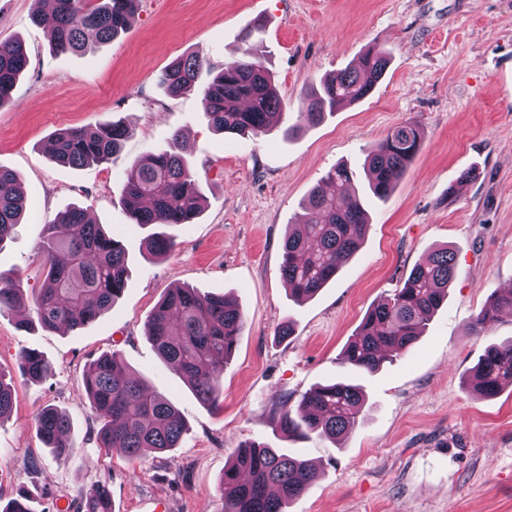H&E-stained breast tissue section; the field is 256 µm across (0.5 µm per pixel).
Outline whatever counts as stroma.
<instances>
[{
  "mask_svg": "<svg viewBox=\"0 0 512 512\" xmlns=\"http://www.w3.org/2000/svg\"><path fill=\"white\" fill-rule=\"evenodd\" d=\"M38 13V0H0V42L22 41L28 57L12 103L0 107V168L17 176L28 201L0 250V270L15 272L25 303L0 316V370L14 379L13 410L0 422V506L27 491L39 512H82L102 484L112 512H224V466L258 441L316 469L287 512H512V387L482 397L466 386L485 349L512 340V314L488 332L470 330L490 296L512 287V0H140L129 29L83 53L54 52L46 23L33 21ZM248 30L285 107L267 134L227 137L209 124L201 93L171 96L158 75L193 51L224 65ZM371 47L390 59L372 93L284 138L304 88ZM112 121L132 135L107 163L76 169L53 160L58 130ZM402 123L418 125L423 142L381 200L364 160ZM177 133L205 203L192 223L172 227L167 257L147 260L122 183L134 160L168 150ZM339 164L353 170L368 212L365 240L335 280L297 301L280 272L283 239ZM72 206L121 237L130 277L94 322L47 330L33 312L46 277L40 243L46 224ZM441 247L453 251L456 274L415 347L374 373L340 364L367 313ZM186 287L228 295L244 315L215 409L146 334L167 290ZM284 326L292 334L283 340ZM28 349L52 362L50 378L19 376ZM115 350L179 409L188 431L178 448L134 460L100 448L82 374ZM346 379L366 401L341 439L279 432L284 395ZM50 407L71 423L74 450L63 460L37 434Z\"/></svg>",
  "mask_w": 512,
  "mask_h": 512,
  "instance_id": "obj_1",
  "label": "stroma"
}]
</instances>
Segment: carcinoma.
Listing matches in <instances>:
<instances>
[{
	"label": "carcinoma",
	"instance_id": "carcinoma-1",
	"mask_svg": "<svg viewBox=\"0 0 512 512\" xmlns=\"http://www.w3.org/2000/svg\"><path fill=\"white\" fill-rule=\"evenodd\" d=\"M54 0L55 19L48 29L52 47L59 52L78 51L94 37L109 41L125 31L136 13L138 0ZM242 37L239 56L214 72L200 54L172 61L159 76L165 90L178 96L202 94L212 127L226 136H261L281 115L273 75ZM27 64L19 41L0 45V107L12 103L17 78ZM388 59L377 49L367 50L354 65L320 79L301 98L299 117L309 124L322 121L343 103L368 96L384 76ZM130 129L119 123L96 128L62 129L54 135L52 157L72 167L109 160ZM421 130L406 123L395 127L366 158L373 196L384 199L394 190L418 153ZM183 145L174 136L167 152L148 154L132 162L126 172L121 197L132 223L168 226L193 222L203 208L204 196L195 173L181 154ZM323 182L334 186L328 195L316 186L305 205L298 231L285 237L281 274L291 296L313 297L336 277L342 265L359 249L368 218L360 199L351 195L353 173L344 165L327 172ZM26 211L24 194L16 176L0 169V248L12 236ZM146 257L170 253L174 240L164 232L143 238ZM48 264L47 284L35 300V315L49 329L59 324L71 328L95 321L122 296L128 276L123 241L92 222L86 210L74 207L48 225L43 236ZM456 273L455 256L443 247L416 264L383 303L371 309L342 353L340 363L375 372L386 356L411 349L431 316L442 306ZM23 301L20 284L0 272V315ZM512 312V291L494 295L477 314L473 330H490L499 314ZM243 328V314L224 296H203L194 289L168 292L147 323V336L159 356L208 407L223 394L224 363L234 353ZM20 374L32 381L53 374L52 364L40 353L26 350L19 357ZM90 410L98 424L101 447L129 459L145 449L157 453L178 447L187 432L185 420L174 403L149 391L129 372L122 355L112 351L91 362L83 373ZM512 385V343L489 347L467 380L472 392L485 397ZM11 384L0 374V422L12 406ZM284 398L277 409L281 432L298 437L315 434L336 439L358 422L364 407L361 389L349 382L320 384L301 396L298 410ZM68 417L46 410L37 433L58 457L71 454ZM316 476L305 459L288 456L260 442L235 453L224 467L222 492L225 512H284ZM85 512H112L111 497L97 488L84 503Z\"/></svg>",
	"mask_w": 512,
	"mask_h": 512
}]
</instances>
